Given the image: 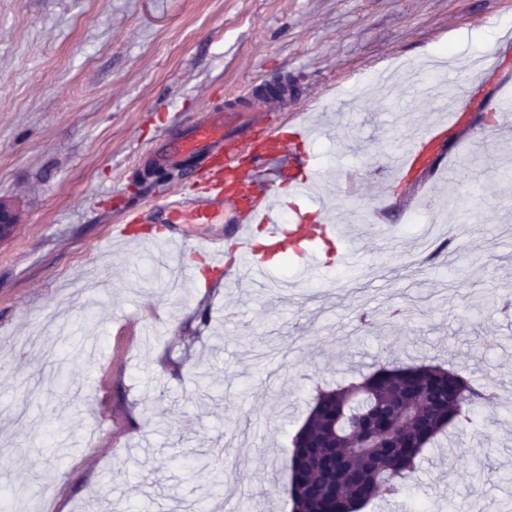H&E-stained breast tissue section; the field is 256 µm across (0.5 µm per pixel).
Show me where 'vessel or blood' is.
<instances>
[{"instance_id": "1", "label": "vessel or blood", "mask_w": 512, "mask_h": 512, "mask_svg": "<svg viewBox=\"0 0 512 512\" xmlns=\"http://www.w3.org/2000/svg\"><path fill=\"white\" fill-rule=\"evenodd\" d=\"M288 101L287 92L268 90L266 83L255 86L253 96L243 106H227L212 110L211 114L194 124L190 129L170 142L173 154L185 157L204 156L206 164L193 178L196 204L191 211L193 219L200 224L211 223L220 207L228 205L237 214V227L231 247L238 261L225 287H235L247 280L257 286H265L272 259L293 249L302 260V275L310 277L323 269L320 255L315 246L319 243L337 244L336 264L347 270L356 269L362 257L361 251L348 243L343 229L330 223L324 213V205H316L320 223H307L305 215L295 214L292 220H283L281 208L284 194L307 197L311 185L306 179L292 172L277 176V184L256 181L255 173L270 160L272 155L281 153L285 143L280 134L271 132L256 148L249 164H242L236 153L227 151V143L242 139L244 133L238 122L242 112L253 116L256 126L269 125L273 116L282 110ZM467 101L466 95H459L451 107L443 126L425 129L406 149L397 153L389 170L400 175L414 168L424 157L428 148L438 139L441 127H452L458 119V112ZM266 234L264 245H257L254 229Z\"/></svg>"}]
</instances>
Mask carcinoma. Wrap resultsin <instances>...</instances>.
I'll list each match as a JSON object with an SVG mask.
<instances>
[{"mask_svg":"<svg viewBox=\"0 0 512 512\" xmlns=\"http://www.w3.org/2000/svg\"><path fill=\"white\" fill-rule=\"evenodd\" d=\"M494 392L461 372L441 365H380L361 380L321 390L285 460L290 472L293 512H330L336 480L356 488L346 500L348 512H360L377 498L407 497L417 482L421 444L447 427L463 432L472 415L492 402ZM417 408L418 424L377 448H342L341 433L373 415L386 428L404 404Z\"/></svg>","mask_w":512,"mask_h":512,"instance_id":"cac0c4a2","label":"carcinoma"}]
</instances>
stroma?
<instances>
[{
	"instance_id": "stroma-1",
	"label": "stroma",
	"mask_w": 512,
	"mask_h": 512,
	"mask_svg": "<svg viewBox=\"0 0 512 512\" xmlns=\"http://www.w3.org/2000/svg\"><path fill=\"white\" fill-rule=\"evenodd\" d=\"M509 37L512 0H0V198L21 216L0 243V408L26 412L0 420L12 512H292L283 463L317 387L406 357L499 397L460 453L424 447L409 498L512 512V160L484 146L503 122L495 94L512 97V52L481 71L454 145L416 180L384 170L467 73L433 74L411 112L374 82ZM282 77L296 109L279 129L307 118L315 131L264 175L300 157L315 192L354 178L335 210L363 216L344 227L361 269L296 287L286 258L268 288H228L196 256L197 275L167 287L157 258L232 236L234 219L198 224L186 208L170 222L151 201L184 180L144 168L168 166L169 140L249 82ZM422 204L457 229L429 255L407 222ZM134 206L143 230L113 241Z\"/></svg>"
}]
</instances>
